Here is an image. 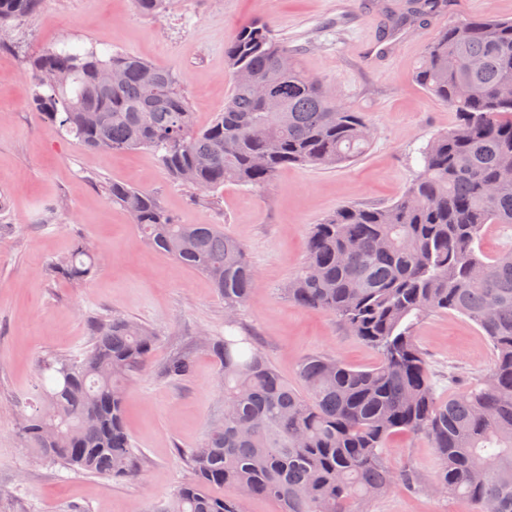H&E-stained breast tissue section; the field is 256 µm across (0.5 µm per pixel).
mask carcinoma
Masks as SVG:
<instances>
[{
    "label": "carcinoma",
    "mask_w": 512,
    "mask_h": 512,
    "mask_svg": "<svg viewBox=\"0 0 512 512\" xmlns=\"http://www.w3.org/2000/svg\"><path fill=\"white\" fill-rule=\"evenodd\" d=\"M42 0H0V32ZM172 0H135L160 15ZM232 75L224 110L195 123L183 79L133 54L104 57L47 50L28 60L36 117L84 147L105 154L154 151L172 178L200 191L228 183L263 187L289 165L336 167L373 142L364 115L338 103L275 35L271 22L244 23L224 48ZM290 60L286 68L283 58ZM477 59L480 66L470 68ZM106 69L122 83L106 91ZM274 87L279 112H266L240 72ZM427 93L448 105L456 124L420 149L422 169L397 201L338 208L311 227L302 271L288 298L334 315L343 329L379 354L370 369L312 355L298 384L284 379L250 337L216 336L205 346L224 372V423L186 455L192 478L161 512H243L254 497L279 512H368L397 482L417 491L463 497L475 512H512V247L479 250L487 224L512 227V20L480 18L451 25L423 52L415 72ZM470 87L459 97L462 84ZM112 203L133 220L140 240L207 276L224 298L225 325L248 304L258 276L241 242L216 224H181L144 190L114 181ZM100 261L84 242L51 271L70 279ZM455 312L489 340L495 363L445 401L417 343L433 313ZM83 355L47 362L37 398L43 410L23 418L20 433L50 464L104 478H138L124 423L126 383L145 366L156 337L114 317L97 323ZM192 360L173 356L166 374H189ZM396 433L424 435L439 459L432 481L386 460ZM230 487L236 495L212 492Z\"/></svg>",
    "instance_id": "obj_1"
}]
</instances>
